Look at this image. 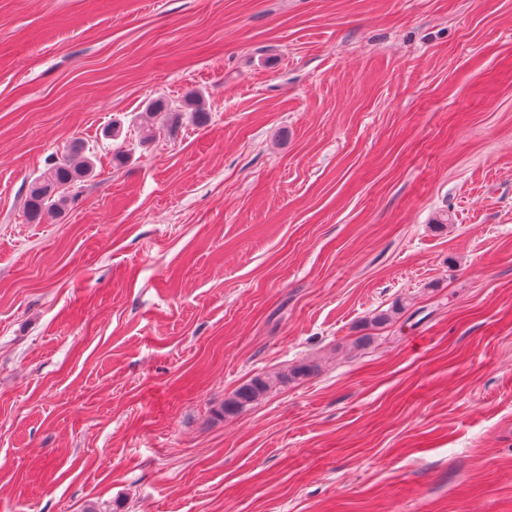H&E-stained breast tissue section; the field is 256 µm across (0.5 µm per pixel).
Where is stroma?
Returning <instances> with one entry per match:
<instances>
[{
	"label": "stroma",
	"mask_w": 512,
	"mask_h": 512,
	"mask_svg": "<svg viewBox=\"0 0 512 512\" xmlns=\"http://www.w3.org/2000/svg\"><path fill=\"white\" fill-rule=\"evenodd\" d=\"M91 506L512 512V0H0V512ZM84 151L81 142L75 140L51 167L28 185L25 213L29 223H40L46 215L63 210L68 191L92 173L93 162ZM311 370L310 365H300L292 369L288 375H257L240 386L230 397L224 400V414H234L254 404L278 384L289 379L305 377Z\"/></svg>",
	"instance_id": "35a3bbf8"
}]
</instances>
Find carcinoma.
Here are the masks:
<instances>
[{"mask_svg":"<svg viewBox=\"0 0 512 512\" xmlns=\"http://www.w3.org/2000/svg\"><path fill=\"white\" fill-rule=\"evenodd\" d=\"M84 151L81 142L74 141L51 167L28 185L25 200L28 222L38 223L45 216L64 209L69 197L68 191L92 173L93 162L90 157L84 155ZM310 370L311 366L300 365L286 375H257L224 399V413H238L261 399L276 385L291 378L305 377Z\"/></svg>","mask_w":512,"mask_h":512,"instance_id":"obj_1","label":"carcinoma"}]
</instances>
